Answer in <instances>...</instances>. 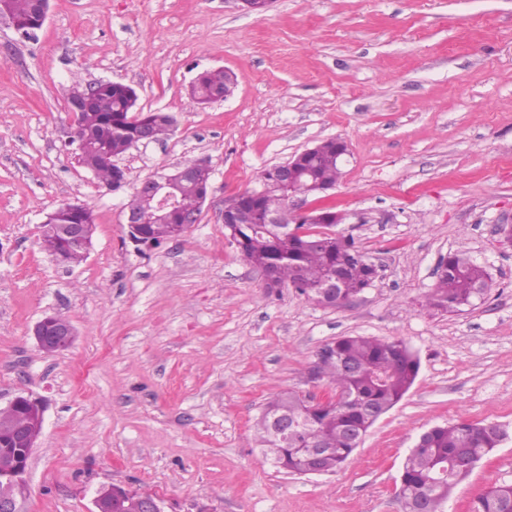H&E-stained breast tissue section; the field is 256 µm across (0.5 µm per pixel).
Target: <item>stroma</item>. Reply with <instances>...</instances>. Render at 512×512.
I'll list each match as a JSON object with an SVG mask.
<instances>
[{
    "instance_id": "1",
    "label": "stroma",
    "mask_w": 512,
    "mask_h": 512,
    "mask_svg": "<svg viewBox=\"0 0 512 512\" xmlns=\"http://www.w3.org/2000/svg\"><path fill=\"white\" fill-rule=\"evenodd\" d=\"M238 80L226 100L192 107L206 70ZM135 88L141 111L176 124L119 160L112 191L74 159V83ZM346 142L328 202L336 233L381 267L340 308L267 287L224 228V199L322 139ZM214 170L199 224L158 247L128 236L126 202L147 177L184 160ZM96 216L78 266L39 246L60 204ZM512 0H49L25 37L0 20V407L44 406L27 512H91L119 485L162 512H401L403 460L437 424L512 428ZM469 252L493 288L458 313L424 306L441 257ZM76 338L38 349L48 313ZM343 336L403 340L418 356L404 398L334 473L295 475L266 461L255 421L277 394L323 396L320 351ZM512 483V441L453 490L469 512L490 485Z\"/></svg>"
}]
</instances>
